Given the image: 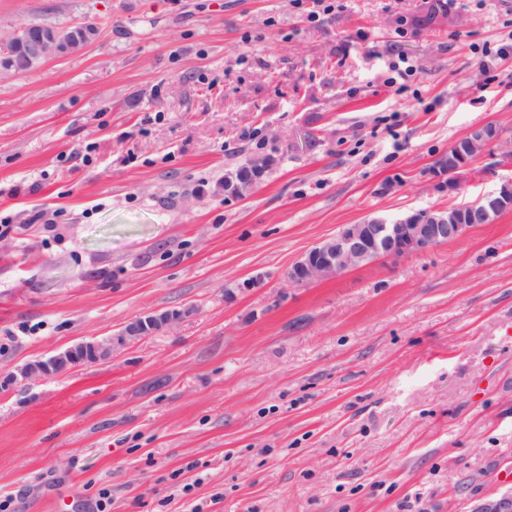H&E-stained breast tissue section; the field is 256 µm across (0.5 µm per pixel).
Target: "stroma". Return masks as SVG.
Returning <instances> with one entry per match:
<instances>
[{
  "mask_svg": "<svg viewBox=\"0 0 512 512\" xmlns=\"http://www.w3.org/2000/svg\"><path fill=\"white\" fill-rule=\"evenodd\" d=\"M0 0L92 24L0 77V500L12 512H473L512 490V211L293 285L343 225L512 179V0ZM496 125L473 164L450 147ZM89 164H82V157ZM249 196L225 192L245 158ZM43 220L31 223L35 212ZM60 235L45 232V223ZM176 318L109 360L18 370Z\"/></svg>",
  "mask_w": 512,
  "mask_h": 512,
  "instance_id": "obj_1",
  "label": "stroma"
}]
</instances>
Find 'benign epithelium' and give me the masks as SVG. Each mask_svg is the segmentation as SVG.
Instances as JSON below:
<instances>
[{
	"label": "benign epithelium",
	"instance_id": "benign-epithelium-1",
	"mask_svg": "<svg viewBox=\"0 0 512 512\" xmlns=\"http://www.w3.org/2000/svg\"><path fill=\"white\" fill-rule=\"evenodd\" d=\"M96 36V28L87 24L20 25L0 40V76L39 69L53 57L87 47ZM463 140L474 154L460 161V168L470 165L488 144L499 140V130L487 125L471 131ZM484 200L485 207L473 213L470 224L457 223V213L451 209H422L394 221L371 217L362 224H346L336 235L305 252L288 271V281L296 285L311 284L338 277L380 258L400 257L458 241L474 226L492 223L490 213L498 207L497 198L491 193ZM173 318L168 312L139 318L117 336L80 342L46 360L30 363L21 370V376L47 379L82 364L100 363L109 359L118 347L150 335L155 325ZM474 512H512V492L479 504Z\"/></svg>",
	"mask_w": 512,
	"mask_h": 512
}]
</instances>
